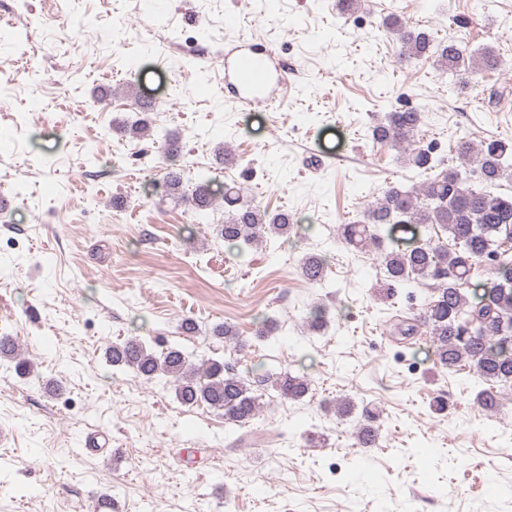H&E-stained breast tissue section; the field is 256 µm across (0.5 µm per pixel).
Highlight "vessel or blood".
I'll return each instance as SVG.
<instances>
[{
  "label": "vessel or blood",
  "mask_w": 512,
  "mask_h": 512,
  "mask_svg": "<svg viewBox=\"0 0 512 512\" xmlns=\"http://www.w3.org/2000/svg\"><path fill=\"white\" fill-rule=\"evenodd\" d=\"M286 82L272 50L242 44L224 55V85L232 89L239 107L277 104L276 94Z\"/></svg>",
  "instance_id": "vessel-or-blood-1"
}]
</instances>
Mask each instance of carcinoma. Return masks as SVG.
Returning a JSON list of instances; mask_svg holds the SVG:
<instances>
[{
	"label": "carcinoma",
	"instance_id": "cac0c4a2",
	"mask_svg": "<svg viewBox=\"0 0 512 512\" xmlns=\"http://www.w3.org/2000/svg\"><path fill=\"white\" fill-rule=\"evenodd\" d=\"M384 27L392 31L401 45L399 59L435 56L444 70L456 75H474L497 68L495 51L485 48L466 54L454 40L435 43L423 30H413L399 18L391 17ZM425 113L416 108L393 110L371 129L374 143L394 149L398 159L422 172L439 165L433 148L421 144L417 133ZM462 164L474 166L467 172L457 166L442 170L420 190L387 186L378 191L358 224L339 225L340 239L357 251L373 250L379 255L389 286L406 288L411 284L433 283L432 294L425 298L413 316L401 320L397 331L410 336L423 326L431 336L435 363L452 370L467 366L486 382L476 394V402L486 411L501 405L500 385H512V195L500 196L489 188L512 179V140L491 139L475 147L468 141L457 144ZM213 179L204 174L195 178L186 201L202 215L213 206ZM165 192L182 196L181 173L170 169L164 176ZM227 218L219 228L220 236L238 258L268 235H290L292 217L274 213L243 197L240 189L224 186ZM398 224L417 227L421 235L409 250L385 245L384 226ZM446 234L441 240L438 231ZM493 264L496 278L482 286V293H470L471 275L479 264ZM301 273L312 285L326 284V263L322 256L306 254ZM308 330L319 332L327 326L326 310L315 308L306 317ZM213 335L224 339L231 350L248 346L233 327L213 328ZM14 337L0 336V359L14 362L17 373H29L30 363L12 344ZM112 364L126 366L147 378H160L174 390L181 403L205 404L224 413V420L240 428L257 415L260 403L255 391L271 387L289 401L307 396L310 378L304 373L285 371L276 376H243L231 368L232 359H203L192 364L177 348L157 354L137 339L112 345Z\"/></svg>",
	"mask_w": 512,
	"mask_h": 512
}]
</instances>
